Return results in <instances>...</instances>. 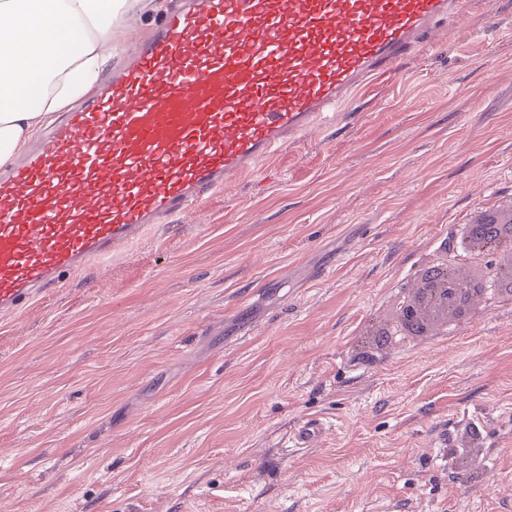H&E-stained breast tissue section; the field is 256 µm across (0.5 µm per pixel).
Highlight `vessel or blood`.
I'll return each mask as SVG.
<instances>
[{"instance_id": "b4317fda", "label": "vessel or blood", "mask_w": 512, "mask_h": 512, "mask_svg": "<svg viewBox=\"0 0 512 512\" xmlns=\"http://www.w3.org/2000/svg\"><path fill=\"white\" fill-rule=\"evenodd\" d=\"M465 10L466 0H179L96 99L0 171V316L336 124ZM324 430L310 418L291 441L305 448Z\"/></svg>"}]
</instances>
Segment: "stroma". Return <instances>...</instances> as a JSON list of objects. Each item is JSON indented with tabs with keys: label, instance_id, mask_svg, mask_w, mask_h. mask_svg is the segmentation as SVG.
<instances>
[{
	"label": "stroma",
	"instance_id": "35a3bbf8",
	"mask_svg": "<svg viewBox=\"0 0 512 512\" xmlns=\"http://www.w3.org/2000/svg\"><path fill=\"white\" fill-rule=\"evenodd\" d=\"M348 112L0 318V512H512V296L393 336L512 208V0ZM325 430V423L320 419L310 418L302 421L294 430L291 442L296 448H306L316 441Z\"/></svg>",
	"mask_w": 512,
	"mask_h": 512
}]
</instances>
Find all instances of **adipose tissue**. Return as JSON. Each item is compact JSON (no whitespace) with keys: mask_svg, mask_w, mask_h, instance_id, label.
Here are the masks:
<instances>
[{"mask_svg":"<svg viewBox=\"0 0 512 512\" xmlns=\"http://www.w3.org/2000/svg\"><path fill=\"white\" fill-rule=\"evenodd\" d=\"M146 0H0V167L100 80Z\"/></svg>","mask_w":512,"mask_h":512,"instance_id":"adipose-tissue-1","label":"adipose tissue"}]
</instances>
